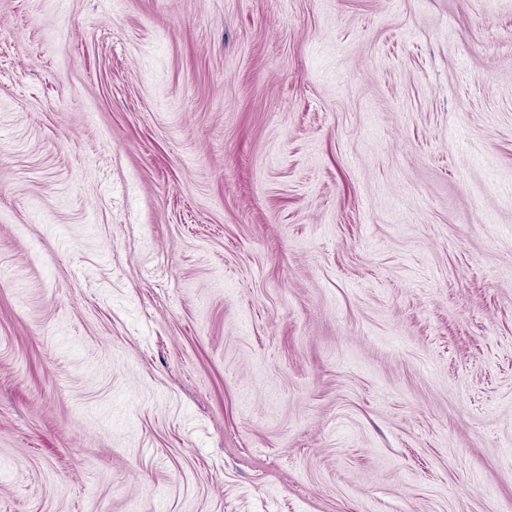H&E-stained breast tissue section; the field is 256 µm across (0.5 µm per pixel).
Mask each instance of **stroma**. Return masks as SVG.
Listing matches in <instances>:
<instances>
[{"instance_id":"1","label":"stroma","mask_w":512,"mask_h":512,"mask_svg":"<svg viewBox=\"0 0 512 512\" xmlns=\"http://www.w3.org/2000/svg\"><path fill=\"white\" fill-rule=\"evenodd\" d=\"M0 512H512V0H0Z\"/></svg>"}]
</instances>
